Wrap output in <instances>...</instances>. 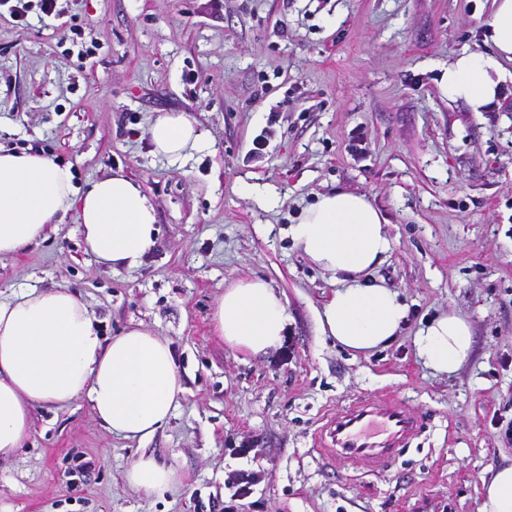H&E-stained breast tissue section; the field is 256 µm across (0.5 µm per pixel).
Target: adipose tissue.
<instances>
[{"instance_id": "obj_1", "label": "adipose tissue", "mask_w": 512, "mask_h": 512, "mask_svg": "<svg viewBox=\"0 0 512 512\" xmlns=\"http://www.w3.org/2000/svg\"><path fill=\"white\" fill-rule=\"evenodd\" d=\"M481 24L493 53L459 56L448 65L446 84L449 98L465 101L474 112L502 98V63L512 61V0H494ZM147 134L154 154L172 163L208 145L183 112L158 116ZM71 213L86 254L99 265L137 269L155 245V208L124 173L103 176L82 192L70 166L28 148L0 145V255L24 253ZM288 234L335 281L318 312L322 335L363 353L398 336L408 311L396 291L371 280L392 241L366 195H319ZM213 323L230 349L265 354L282 343L287 305L265 280L241 279L225 288ZM414 345L427 367L453 373L472 349L470 324L456 312L441 314L417 331ZM183 391L168 340L132 328L103 341L70 286L26 288L0 299V459L22 448L36 406L61 408L84 397L113 435L145 439L168 422ZM125 479L147 498L182 481L175 469L144 455L131 462ZM479 512H512V463L497 467L483 483Z\"/></svg>"}]
</instances>
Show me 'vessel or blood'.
I'll use <instances>...</instances> for the list:
<instances>
[{"mask_svg": "<svg viewBox=\"0 0 512 512\" xmlns=\"http://www.w3.org/2000/svg\"><path fill=\"white\" fill-rule=\"evenodd\" d=\"M420 428L414 410L395 398L359 400L332 418L326 449L336 460L389 462Z\"/></svg>", "mask_w": 512, "mask_h": 512, "instance_id": "vessel-or-blood-1", "label": "vessel or blood"}]
</instances>
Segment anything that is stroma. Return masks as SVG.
<instances>
[{
  "label": "stroma",
  "instance_id": "1",
  "mask_svg": "<svg viewBox=\"0 0 512 512\" xmlns=\"http://www.w3.org/2000/svg\"><path fill=\"white\" fill-rule=\"evenodd\" d=\"M59 7L26 23L0 14V144L44 149L82 190L123 171L156 209V244L136 270L103 268L67 215L26 253L0 256V296L70 286L104 339L135 327L167 338L185 392L143 440L112 435L84 398L35 407L30 437L0 460V512H220L236 469L265 473L240 512H479L483 481L512 462V93L474 112L445 85L449 62L492 53L475 18L493 0ZM165 112L187 113L209 148L176 164L155 156L147 128ZM252 185L278 207L248 196ZM335 190L383 213L392 250L373 277L408 306L397 339L369 354L320 334L333 280L288 236ZM256 276L287 301V364L214 333L225 283ZM448 311L473 340L450 375L413 343ZM389 396L422 424L395 459L376 468L320 447L336 412ZM243 444L254 456L236 455ZM143 454L181 483L143 498L124 478ZM81 459L94 460L88 473Z\"/></svg>",
  "mask_w": 512,
  "mask_h": 512
}]
</instances>
